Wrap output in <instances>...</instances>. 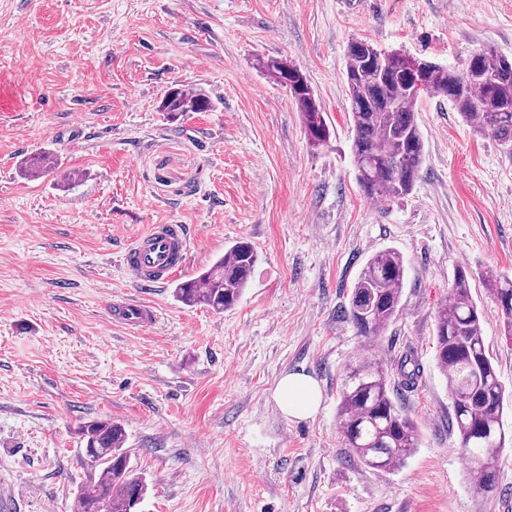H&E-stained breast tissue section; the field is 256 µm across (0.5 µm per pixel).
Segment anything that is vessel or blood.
Returning <instances> with one entry per match:
<instances>
[{
  "mask_svg": "<svg viewBox=\"0 0 512 512\" xmlns=\"http://www.w3.org/2000/svg\"><path fill=\"white\" fill-rule=\"evenodd\" d=\"M189 240L190 229L186 225H153L125 248L122 264L140 286H157L185 267ZM112 316L124 325L152 326L157 322L153 306L143 301L113 303Z\"/></svg>",
  "mask_w": 512,
  "mask_h": 512,
  "instance_id": "vessel-or-blood-1",
  "label": "vessel or blood"
}]
</instances>
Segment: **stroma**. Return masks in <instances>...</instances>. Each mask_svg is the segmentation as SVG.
<instances>
[{
    "instance_id": "35a3bbf8",
    "label": "stroma",
    "mask_w": 512,
    "mask_h": 512,
    "mask_svg": "<svg viewBox=\"0 0 512 512\" xmlns=\"http://www.w3.org/2000/svg\"><path fill=\"white\" fill-rule=\"evenodd\" d=\"M355 38L456 67L482 45L512 57V0H0V490L14 512H73L100 472L79 434L93 420L124 426L141 512H512L511 451L494 493L467 475L434 339L467 267L511 434L512 341L490 282L512 277V156L428 93L413 191L365 197L342 77ZM281 57L325 114L324 146L260 67ZM175 81L214 109L167 119ZM39 153L54 168L25 177ZM153 224L193 228L185 280L234 241L254 246L233 308L186 307L170 281L139 288L119 257ZM387 247L406 275L373 345L341 310ZM123 297L157 324L113 323ZM373 353L393 378L404 356L419 368L398 400L420 446L396 471L360 464L336 419L345 367ZM291 373L318 385L312 418L275 400Z\"/></svg>"
}]
</instances>
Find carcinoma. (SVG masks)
<instances>
[{
  "label": "carcinoma",
  "instance_id": "carcinoma-1",
  "mask_svg": "<svg viewBox=\"0 0 512 512\" xmlns=\"http://www.w3.org/2000/svg\"><path fill=\"white\" fill-rule=\"evenodd\" d=\"M264 68L267 76L288 88L302 113L308 142L315 147L328 143L329 125L304 73L284 60H269ZM420 75L424 89L418 92L415 80ZM343 76L351 103L356 179L370 199L400 198L412 192L425 156L415 107L428 92L448 99L474 132L488 133L512 151V58L491 48L473 50L456 69L402 51H384L355 38L347 48ZM212 107L202 90L190 91L179 83L166 91L160 104V110L172 118ZM257 260L252 244L239 240L211 266L176 284L174 297L186 306L205 305L222 313L243 295ZM405 273L404 258L394 248L367 259L344 310L360 335L378 338L393 323ZM469 277L466 268L457 269L448 300L437 311L436 360L453 399L465 469L478 489L490 494L512 437L503 429L504 388L486 354L484 315L472 300ZM493 294L504 334L512 336V278L493 280ZM399 374L401 386L415 383V361L404 358ZM337 421L345 447L373 469L404 467L419 445L417 429L399 406L387 370L375 355L360 358L347 369ZM79 433L101 471L77 495V512H136L148 484L130 466L122 426L95 421Z\"/></svg>",
  "mask_w": 512,
  "mask_h": 512
}]
</instances>
